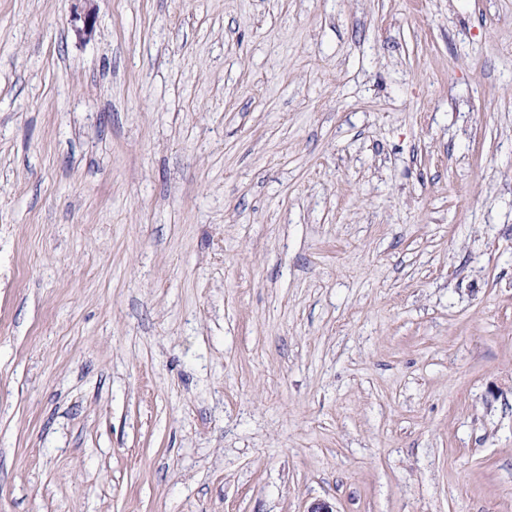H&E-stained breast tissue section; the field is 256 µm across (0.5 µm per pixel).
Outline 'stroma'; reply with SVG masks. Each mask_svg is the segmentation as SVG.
<instances>
[{
	"label": "stroma",
	"mask_w": 512,
	"mask_h": 512,
	"mask_svg": "<svg viewBox=\"0 0 512 512\" xmlns=\"http://www.w3.org/2000/svg\"><path fill=\"white\" fill-rule=\"evenodd\" d=\"M316 502L512 512V0H0V512Z\"/></svg>",
	"instance_id": "35a3bbf8"
}]
</instances>
